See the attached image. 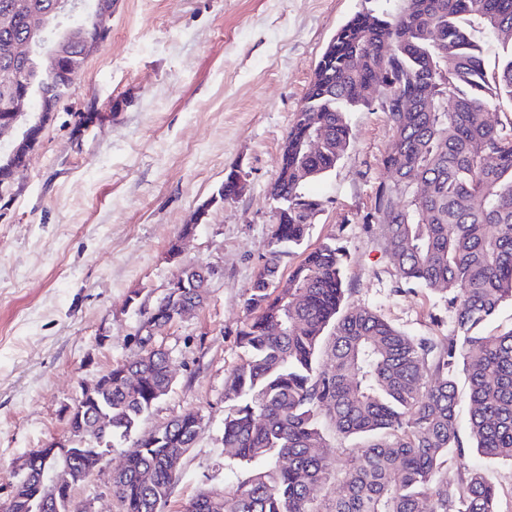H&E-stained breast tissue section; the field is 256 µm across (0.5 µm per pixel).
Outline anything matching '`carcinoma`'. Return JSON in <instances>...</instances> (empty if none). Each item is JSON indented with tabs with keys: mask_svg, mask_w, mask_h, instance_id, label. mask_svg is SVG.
<instances>
[{
	"mask_svg": "<svg viewBox=\"0 0 512 512\" xmlns=\"http://www.w3.org/2000/svg\"><path fill=\"white\" fill-rule=\"evenodd\" d=\"M48 3L0 0V13L18 7L13 26L0 28V62L21 41L29 9ZM489 40L498 56L491 73ZM84 62L72 48L55 77L34 79L35 89L66 101ZM505 99L512 103V0H403L392 19L364 11L340 27L309 85L311 111L294 118L285 138L279 218L245 300L244 355L225 382L222 441L236 479L221 495L191 499L192 512H499L480 465L465 467L453 487L441 472L469 450L512 463V328L481 331L512 304V118L487 113ZM401 101L408 111H396ZM374 105L392 137L381 159L387 177L364 223L381 226L395 292L444 295L455 321L446 336H413L368 306L348 305L344 252L333 239L294 266L288 288L268 287L321 211L304 185L352 147L348 113ZM319 137L322 151L312 156L305 141ZM216 196H237L236 172ZM169 372L168 353L137 355L112 365V388L98 396L111 438L128 443L126 466L112 479L124 512H158L181 475L171 460L197 437L176 420L140 436ZM128 374L139 389L126 387ZM330 425L354 441L335 465L324 451ZM336 470L343 491L324 503Z\"/></svg>",
	"mask_w": 512,
	"mask_h": 512,
	"instance_id": "carcinoma-1",
	"label": "carcinoma"
}]
</instances>
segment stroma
<instances>
[{
  "mask_svg": "<svg viewBox=\"0 0 512 512\" xmlns=\"http://www.w3.org/2000/svg\"><path fill=\"white\" fill-rule=\"evenodd\" d=\"M402 0H118L109 35L77 89L46 122L0 217V497L32 449L66 434L61 410L80 384L139 349L138 304L155 302L180 266L219 267L205 303L173 320L169 392L149 432L193 411L202 429L164 512L235 478L222 444L225 379L240 362L244 301L273 231L269 194L282 144L336 31L364 10L397 15ZM102 120L76 134V118ZM355 143L305 186L321 210L304 242L343 247L348 301L412 335L448 333L447 304L394 291L378 226L364 224L391 137L384 112H350ZM236 199L213 207L170 258L169 243L232 170ZM123 445L105 448L75 490L88 512H119L110 493Z\"/></svg>",
  "mask_w": 512,
  "mask_h": 512,
  "instance_id": "stroma-1",
  "label": "stroma"
}]
</instances>
